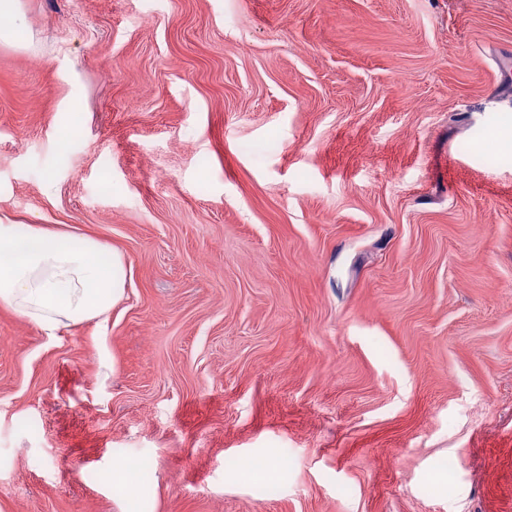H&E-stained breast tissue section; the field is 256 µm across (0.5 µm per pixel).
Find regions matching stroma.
I'll use <instances>...</instances> for the list:
<instances>
[{
	"label": "stroma",
	"instance_id": "35a3bbf8",
	"mask_svg": "<svg viewBox=\"0 0 512 512\" xmlns=\"http://www.w3.org/2000/svg\"><path fill=\"white\" fill-rule=\"evenodd\" d=\"M19 10L0 217L125 293L0 305V512H512V0Z\"/></svg>",
	"mask_w": 512,
	"mask_h": 512
}]
</instances>
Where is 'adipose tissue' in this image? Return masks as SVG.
<instances>
[{"mask_svg": "<svg viewBox=\"0 0 512 512\" xmlns=\"http://www.w3.org/2000/svg\"><path fill=\"white\" fill-rule=\"evenodd\" d=\"M123 258L96 240L0 223V304L52 331L107 314L124 295Z\"/></svg>", "mask_w": 512, "mask_h": 512, "instance_id": "adipose-tissue-1", "label": "adipose tissue"}]
</instances>
